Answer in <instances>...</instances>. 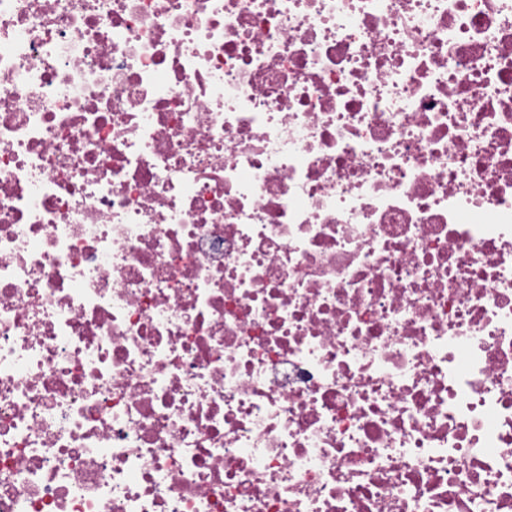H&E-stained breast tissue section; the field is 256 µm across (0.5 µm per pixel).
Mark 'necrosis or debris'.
Wrapping results in <instances>:
<instances>
[{
    "label": "necrosis or debris",
    "instance_id": "necrosis-or-debris-1",
    "mask_svg": "<svg viewBox=\"0 0 512 512\" xmlns=\"http://www.w3.org/2000/svg\"><path fill=\"white\" fill-rule=\"evenodd\" d=\"M0 512H512V0H0Z\"/></svg>",
    "mask_w": 512,
    "mask_h": 512
}]
</instances>
